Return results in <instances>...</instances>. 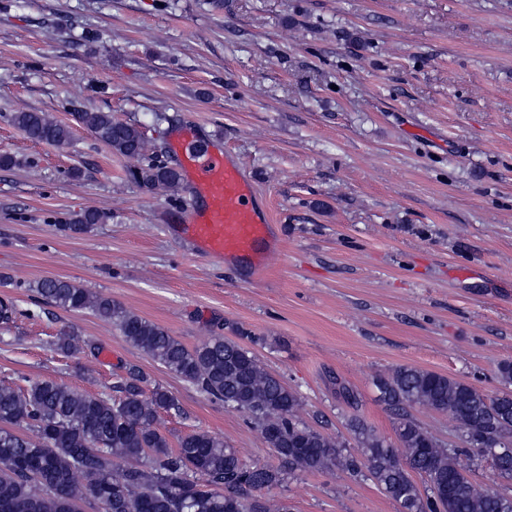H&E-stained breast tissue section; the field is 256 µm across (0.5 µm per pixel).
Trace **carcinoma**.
Returning <instances> with one entry per match:
<instances>
[{
  "mask_svg": "<svg viewBox=\"0 0 512 512\" xmlns=\"http://www.w3.org/2000/svg\"><path fill=\"white\" fill-rule=\"evenodd\" d=\"M76 119L113 153L144 155L137 126L110 112L83 110ZM10 121L35 142L60 146L71 137L68 126L37 110L14 112ZM132 176L150 190L181 183L177 168L157 160ZM109 219L104 211L87 210L57 229L77 235ZM33 291L47 305L89 311L114 324L128 342L210 400L247 414L276 463L247 464L205 431L183 434L171 445L158 420L163 411L179 410L178 403L163 388L149 387L135 365L117 376L119 396L112 399L49 380H29L24 387L1 382L0 512H80L85 501L100 512H293L288 500L270 492L300 473L336 469L372 482L399 512H512V495L475 483L458 465L459 449L410 414L424 406L451 416L470 451L489 457L500 477L512 479V453H503L504 444L512 445L511 391L490 396L454 378L400 366L374 380L378 400L395 416L398 446L353 414L347 428L359 448L351 453L300 422L298 394L242 344L211 336L190 349L112 297L63 278H42Z\"/></svg>",
  "mask_w": 512,
  "mask_h": 512,
  "instance_id": "1",
  "label": "carcinoma"
}]
</instances>
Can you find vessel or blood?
<instances>
[{"label":"vessel or blood","mask_w":512,"mask_h":512,"mask_svg":"<svg viewBox=\"0 0 512 512\" xmlns=\"http://www.w3.org/2000/svg\"><path fill=\"white\" fill-rule=\"evenodd\" d=\"M172 148L195 205L176 231L198 255L241 267L247 278H262L282 251L269 208L231 153L208 149L196 127L184 123Z\"/></svg>","instance_id":"obj_1"}]
</instances>
